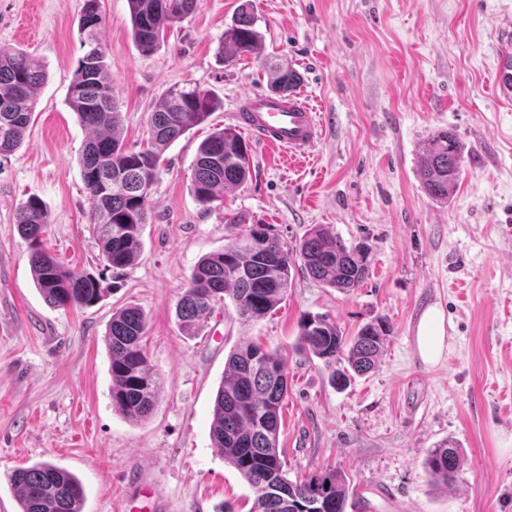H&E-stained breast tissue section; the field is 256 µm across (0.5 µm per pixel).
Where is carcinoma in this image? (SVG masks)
Returning <instances> with one entry per match:
<instances>
[{
  "label": "carcinoma",
  "mask_w": 512,
  "mask_h": 512,
  "mask_svg": "<svg viewBox=\"0 0 512 512\" xmlns=\"http://www.w3.org/2000/svg\"><path fill=\"white\" fill-rule=\"evenodd\" d=\"M134 42L141 54H152L165 31L194 13L201 0H128ZM104 19L98 0H84L80 21L83 55L69 87L68 104L88 130L81 154L82 178L91 200L90 224L101 253L103 270L132 265L142 247L147 223V200L160 174L167 148L190 130L204 124L222 107L208 89L170 91L152 110L146 147L134 151L124 145L120 112L112 97V79L102 43ZM261 36L251 4L239 6L231 27L224 31L220 54L226 63L260 52ZM45 80L42 67L26 53L0 45V155L22 144ZM300 74L289 66H271L270 88L283 94L295 90ZM462 149L450 128L435 130L424 145L419 175L432 198L448 199L462 167ZM249 149L240 133L225 127L213 131L199 145L192 164L191 192L201 205L218 200L247 180ZM19 233L30 240V267L43 299L57 307H89L108 288L103 274L75 273L43 245L48 213L34 196L16 212ZM296 257L307 274L322 284L348 292L369 273V247L347 244L324 225L313 226L293 248L270 234L264 225H249L224 249L203 257L177 304L186 334L215 306L229 298L244 324L262 320L284 298L292 261ZM146 319L136 306L112 313L104 336L110 354L112 406L133 421L152 413L162 380L142 340ZM390 325L382 318L364 323L348 337L335 322L309 316L301 323L299 348L334 366L341 385L352 374L374 369ZM287 394L285 357L250 340H240L224 364V379L216 392L211 440L255 493L250 512H346L351 492L347 476L332 467L292 481L279 451L280 409ZM463 454L451 440L426 453L423 469L431 482L455 486ZM19 512H82L85 492L74 475L50 462L15 469L9 476Z\"/></svg>",
  "instance_id": "obj_1"
}]
</instances>
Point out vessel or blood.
<instances>
[{
    "label": "vessel or blood",
    "instance_id": "b4317fda",
    "mask_svg": "<svg viewBox=\"0 0 512 512\" xmlns=\"http://www.w3.org/2000/svg\"><path fill=\"white\" fill-rule=\"evenodd\" d=\"M492 82L498 98L511 103L512 27L495 53ZM237 120L262 144L285 150L292 157L304 156L323 136V123L317 113L292 96L252 93Z\"/></svg>",
    "mask_w": 512,
    "mask_h": 512
}]
</instances>
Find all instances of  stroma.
<instances>
[{"label":"stroma","mask_w":512,"mask_h":512,"mask_svg":"<svg viewBox=\"0 0 512 512\" xmlns=\"http://www.w3.org/2000/svg\"><path fill=\"white\" fill-rule=\"evenodd\" d=\"M242 2L202 0L145 56L128 0H99L129 148L143 147L150 113L170 89L200 86L223 107L166 150L135 264L108 276L97 304L61 309L34 285L15 216L40 198L45 247L67 267L100 271L80 165L87 132L68 105L84 0H0V45L46 72L22 147L0 156V512H19L9 474L40 461L81 481L83 512H249L252 489L210 439L224 363L243 338L287 361L279 447L289 479L344 471L361 492L347 512H512V107L490 83L512 0H250L261 55L227 65L217 48ZM264 55L300 73L295 94L322 115L325 135L299 160L247 137L246 183L200 205L191 193L197 148L212 129L236 127L246 94L269 92ZM448 127L463 163L438 201L421 187L419 157L430 134ZM249 224L268 225L291 247L317 224L346 243L367 242L369 275L344 293L296 259L287 295L267 317L243 325L228 302L185 335L176 305L195 265ZM129 304L144 313L162 376L140 422L112 406L103 342L113 311ZM431 306L447 329L433 365L415 342ZM307 315L347 336L385 318L391 334L377 367L337 389L331 368L298 348ZM446 439L464 455L450 489L422 467Z\"/></svg>","instance_id":"35a3bbf8"}]
</instances>
